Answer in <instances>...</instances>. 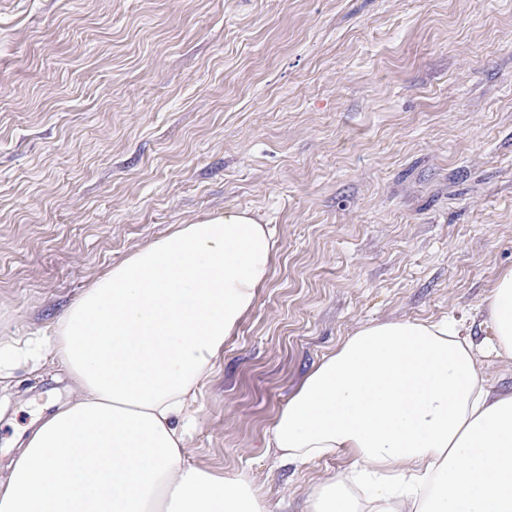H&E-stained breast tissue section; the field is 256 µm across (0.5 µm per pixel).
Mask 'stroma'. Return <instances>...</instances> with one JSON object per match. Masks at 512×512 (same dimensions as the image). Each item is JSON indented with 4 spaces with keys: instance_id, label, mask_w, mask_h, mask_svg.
Here are the masks:
<instances>
[{
    "instance_id": "obj_1",
    "label": "stroma",
    "mask_w": 512,
    "mask_h": 512,
    "mask_svg": "<svg viewBox=\"0 0 512 512\" xmlns=\"http://www.w3.org/2000/svg\"><path fill=\"white\" fill-rule=\"evenodd\" d=\"M250 210L270 279L197 394L187 464L301 512L351 453L267 454L302 379L368 322L474 343L512 267V0H0V343L52 335L149 242ZM0 367V460L74 398Z\"/></svg>"
}]
</instances>
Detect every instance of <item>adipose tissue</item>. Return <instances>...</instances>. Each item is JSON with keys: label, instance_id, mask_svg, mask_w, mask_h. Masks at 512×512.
I'll return each mask as SVG.
<instances>
[{"label": "adipose tissue", "instance_id": "obj_1", "mask_svg": "<svg viewBox=\"0 0 512 512\" xmlns=\"http://www.w3.org/2000/svg\"><path fill=\"white\" fill-rule=\"evenodd\" d=\"M276 240L240 209L183 224L113 265L45 344L77 396L0 478V512H277L246 477L185 464L196 391L268 281ZM488 349L512 359V268L487 297ZM451 322L367 323L276 415L267 449L348 451L305 512H512V390L492 392Z\"/></svg>", "mask_w": 512, "mask_h": 512}]
</instances>
